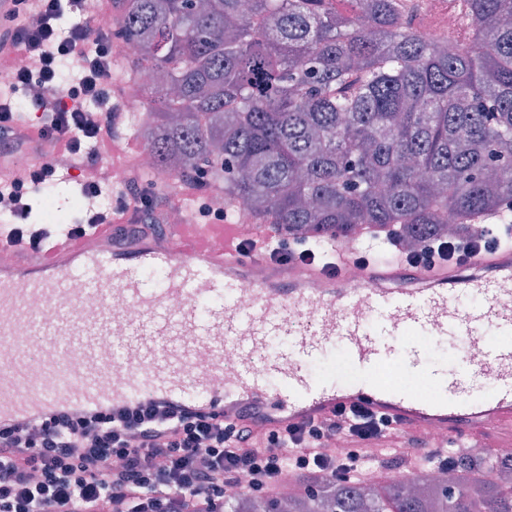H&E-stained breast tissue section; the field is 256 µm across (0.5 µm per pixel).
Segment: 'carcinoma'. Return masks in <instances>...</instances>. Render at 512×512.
<instances>
[{
	"label": "carcinoma",
	"instance_id": "cac0c4a2",
	"mask_svg": "<svg viewBox=\"0 0 512 512\" xmlns=\"http://www.w3.org/2000/svg\"><path fill=\"white\" fill-rule=\"evenodd\" d=\"M151 93L138 125L160 194L206 168L228 214L279 224L316 250L363 226L441 236V219L512 217V0H455L467 41L427 43L403 0H120ZM406 491L317 478L224 512H512V456Z\"/></svg>",
	"mask_w": 512,
	"mask_h": 512
}]
</instances>
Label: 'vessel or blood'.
Returning <instances> with one entry per match:
<instances>
[{
  "label": "vessel or blood",
  "mask_w": 512,
  "mask_h": 512,
  "mask_svg": "<svg viewBox=\"0 0 512 512\" xmlns=\"http://www.w3.org/2000/svg\"><path fill=\"white\" fill-rule=\"evenodd\" d=\"M18 132L29 164L51 158L54 146L32 127ZM238 237V222L190 219L165 238L145 234L120 246L104 224L55 231L37 248L0 236V248L13 254L0 266V425L138 402L245 420L263 431L359 405L399 428L453 433L466 448L480 446L490 429L512 431V246L474 250L462 267H426L404 262L396 244L364 227L331 240L324 265L271 260L281 237L272 224L250 225V252L240 251ZM381 248L388 260L356 267L359 253ZM258 263L267 267L261 282L250 277ZM147 270L163 272V287L144 282ZM245 291L247 308L239 303ZM91 292L100 302L87 310L80 301ZM36 305L44 309L37 321L28 315ZM117 307L129 315L116 317ZM305 308L312 317H301ZM278 335L286 346L263 355ZM422 335L471 342L482 360L461 356L456 372L443 374L417 344ZM228 343L236 352L229 384ZM334 344L357 372L354 382L306 372ZM397 356L437 382L441 397L370 382Z\"/></svg>",
  "instance_id": "1"
}]
</instances>
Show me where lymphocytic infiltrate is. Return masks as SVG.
Masks as SVG:
<instances>
[{"label":"lymphocytic infiltrate","instance_id":"1","mask_svg":"<svg viewBox=\"0 0 512 512\" xmlns=\"http://www.w3.org/2000/svg\"><path fill=\"white\" fill-rule=\"evenodd\" d=\"M78 9L79 0H15L6 16L5 44L13 55L27 53L31 65L15 73L10 59L0 63L11 71L0 84V152L24 156L23 141L12 135L25 119L14 97L39 83L46 93L32 105L40 114L41 136L62 145L70 168L80 173L84 196L95 198L107 188L97 173L99 162L124 138L117 120L122 92L112 85L111 35H89L81 22L59 29L64 13ZM63 61L79 72L68 87L57 78ZM53 170L50 163L17 167L0 186V222L11 237L43 243V235L22 221L29 213V189L47 187ZM166 205L132 166L116 206L88 208L81 221L113 225L119 241L156 235L162 229L156 215ZM130 207L134 220L122 222ZM497 239V230L489 227L452 242L427 243L412 259L427 262L439 255L461 262L474 248H491ZM397 436L413 464L441 468L454 456L453 450L430 447L415 432H400L358 408L268 432L188 410L152 407L88 415L61 409L33 426L0 425V512H224L228 489L263 497L290 473L351 480L363 465L361 449ZM340 438L347 443L342 451L336 446Z\"/></svg>","mask_w":512,"mask_h":512}]
</instances>
